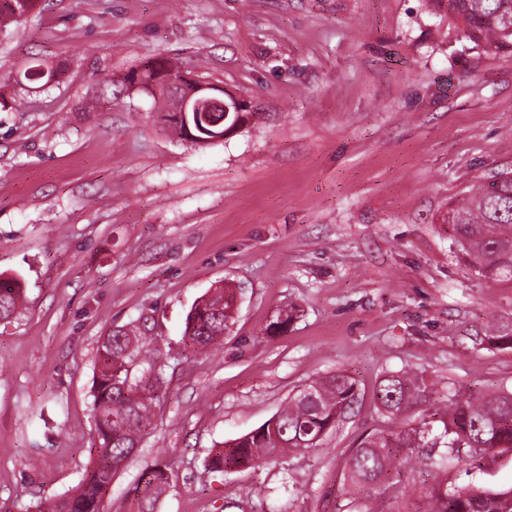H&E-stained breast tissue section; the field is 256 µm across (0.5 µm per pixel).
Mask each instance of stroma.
I'll return each mask as SVG.
<instances>
[{"instance_id": "obj_1", "label": "stroma", "mask_w": 512, "mask_h": 512, "mask_svg": "<svg viewBox=\"0 0 512 512\" xmlns=\"http://www.w3.org/2000/svg\"><path fill=\"white\" fill-rule=\"evenodd\" d=\"M173 58L244 95L240 131L198 147L161 128L150 95L83 111L103 75ZM64 63L46 89L15 84ZM0 273L21 315L0 323V512L70 493L95 442L103 336L144 325L161 353L154 426L101 512H127L148 468L168 469L161 512H340L345 457L386 428L384 376L414 368L447 393L512 391V281L481 275L445 222L469 187L512 171V53L467 38L426 0H40L0 29ZM234 324L188 354V312L215 286ZM297 306L284 332L276 313ZM343 371L359 382L318 447L224 475L214 444L271 419L290 394ZM425 457L371 512H413ZM458 485L512 486V452L456 465Z\"/></svg>"}]
</instances>
